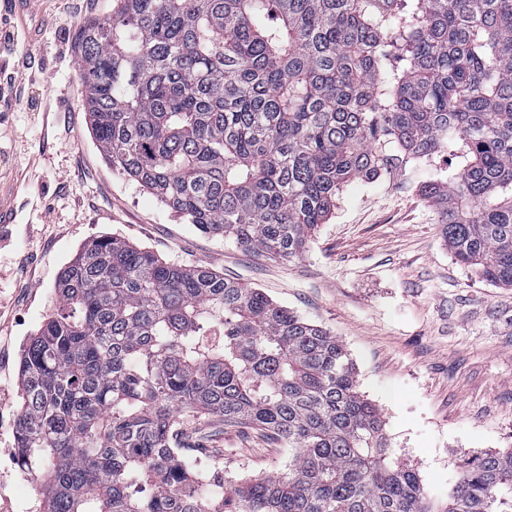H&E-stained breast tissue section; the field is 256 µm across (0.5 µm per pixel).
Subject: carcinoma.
<instances>
[{"label":"carcinoma","mask_w":512,"mask_h":512,"mask_svg":"<svg viewBox=\"0 0 512 512\" xmlns=\"http://www.w3.org/2000/svg\"><path fill=\"white\" fill-rule=\"evenodd\" d=\"M75 42L98 151L201 232L298 258L348 183L446 154L442 237L512 287V0H112ZM56 291L20 358L36 512H512V450L434 506L343 344L259 289L100 236ZM184 414L277 434L288 468L203 484Z\"/></svg>","instance_id":"obj_1"}]
</instances>
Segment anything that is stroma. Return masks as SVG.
Instances as JSON below:
<instances>
[{
    "label": "stroma",
    "mask_w": 512,
    "mask_h": 512,
    "mask_svg": "<svg viewBox=\"0 0 512 512\" xmlns=\"http://www.w3.org/2000/svg\"><path fill=\"white\" fill-rule=\"evenodd\" d=\"M112 0L0 7V83L30 75L22 100H0V512H34L36 485L12 463L23 346L58 308L64 266L88 241L119 237L185 266L261 289L345 346L358 389L382 414L397 465L447 501L465 457L512 449V288L449 252L420 186L446 167L411 160L344 187L301 258L275 259L202 233L113 171L92 136L75 55L80 23ZM177 446L225 482L286 469V440L214 416L185 419Z\"/></svg>",
    "instance_id": "stroma-1"
}]
</instances>
